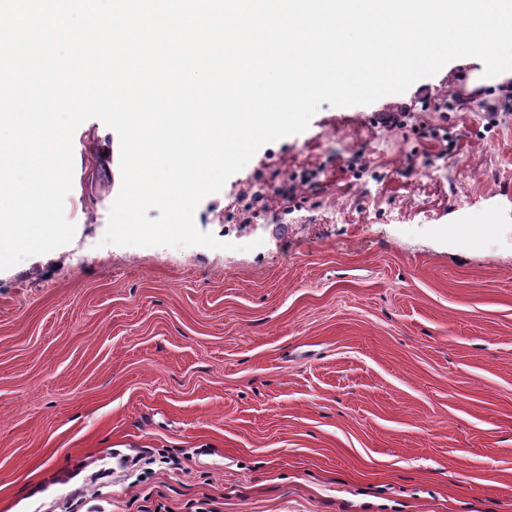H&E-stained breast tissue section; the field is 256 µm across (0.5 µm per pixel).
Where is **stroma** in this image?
<instances>
[{
  "instance_id": "stroma-1",
  "label": "stroma",
  "mask_w": 512,
  "mask_h": 512,
  "mask_svg": "<svg viewBox=\"0 0 512 512\" xmlns=\"http://www.w3.org/2000/svg\"><path fill=\"white\" fill-rule=\"evenodd\" d=\"M480 72L322 103L198 205L231 251L103 244L120 142L83 123L72 242L0 271V507L512 512V112L448 109Z\"/></svg>"
}]
</instances>
